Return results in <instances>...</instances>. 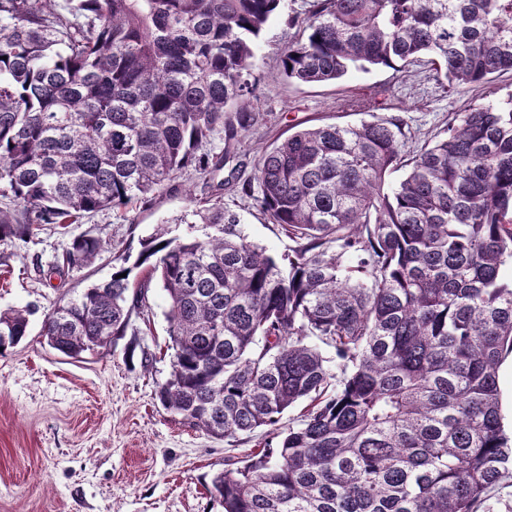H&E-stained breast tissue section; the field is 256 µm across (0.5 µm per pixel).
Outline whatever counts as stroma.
I'll list each match as a JSON object with an SVG mask.
<instances>
[{"instance_id":"stroma-1","label":"stroma","mask_w":512,"mask_h":512,"mask_svg":"<svg viewBox=\"0 0 512 512\" xmlns=\"http://www.w3.org/2000/svg\"><path fill=\"white\" fill-rule=\"evenodd\" d=\"M307 0H281L256 41L262 119L240 140L223 176L225 207L253 242L281 255L293 243L241 192L260 152L300 122L356 124L374 116L405 123L407 148L444 134L448 115L512 96V73L445 92L427 65L401 73L387 67L352 70L341 81H282L281 49L299 33ZM204 175L186 169L151 205L93 212L61 234L44 224L32 238L0 241V312L29 310L26 337L0 351V512H222L209 493L224 460L244 447L208 436L165 410L156 392L170 370L169 338L159 289L148 294L147 318L114 350L74 359L42 337L46 314L60 299L111 277L114 254L137 258L142 238L209 199ZM87 233L114 245L91 265L49 274L70 236Z\"/></svg>"}]
</instances>
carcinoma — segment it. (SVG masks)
<instances>
[{
	"instance_id": "cac0c4a2",
	"label": "carcinoma",
	"mask_w": 512,
	"mask_h": 512,
	"mask_svg": "<svg viewBox=\"0 0 512 512\" xmlns=\"http://www.w3.org/2000/svg\"><path fill=\"white\" fill-rule=\"evenodd\" d=\"M50 3L0 0V241L219 168L204 148L222 135L228 154L259 122L256 39L281 0ZM424 55L450 91L512 72V0H310L280 78ZM405 141L396 117L297 124L241 187L291 253L252 242L220 182L183 234L157 231L133 267L118 255L109 281L45 316L46 344L78 357L117 345L160 288L162 406L214 438L264 434L212 477L223 512H494L512 478V97L448 114L410 157ZM108 249L77 235L52 269ZM27 327L1 312L0 347ZM499 385L502 393V415L505 429L511 430L512 421V358L509 356L499 369Z\"/></svg>"
}]
</instances>
